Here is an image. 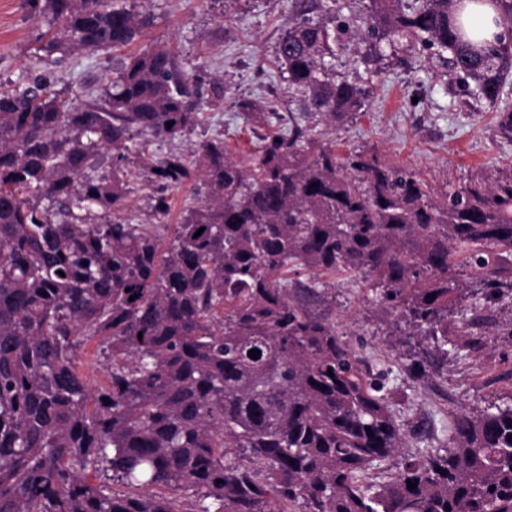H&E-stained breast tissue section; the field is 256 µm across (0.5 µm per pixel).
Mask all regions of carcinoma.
<instances>
[{"instance_id":"carcinoma-1","label":"carcinoma","mask_w":512,"mask_h":512,"mask_svg":"<svg viewBox=\"0 0 512 512\" xmlns=\"http://www.w3.org/2000/svg\"><path fill=\"white\" fill-rule=\"evenodd\" d=\"M459 2L322 0L332 28L300 5L276 46L303 101L288 130L244 159L218 134L193 161L172 152L143 166L160 220L170 192L194 179L204 189L165 249L105 213L127 206L136 138L192 134L221 86L157 43L80 100L47 77L0 88V512H512V405L459 414L444 453L357 484L404 433L315 281L364 277L410 335L432 338L431 359L448 354L455 309L478 329L512 301V172L485 168L438 199L411 167L340 156L307 124L365 106L333 66L364 19L365 62L402 63L419 44L512 131V0H492L504 32L483 45L465 38ZM25 4L45 24L35 55L55 66L127 46L150 23L127 0ZM103 150L112 172L91 177ZM463 267L481 292L468 305ZM93 338L99 388L77 368ZM90 466L109 481L86 480Z\"/></svg>"}]
</instances>
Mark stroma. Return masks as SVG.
Returning a JSON list of instances; mask_svg holds the SVG:
<instances>
[{"mask_svg":"<svg viewBox=\"0 0 512 512\" xmlns=\"http://www.w3.org/2000/svg\"><path fill=\"white\" fill-rule=\"evenodd\" d=\"M135 6L152 13L153 21L133 43L76 52L51 71L66 98L100 88L128 55L164 42L186 71H206L223 87L227 101L240 103L236 109L204 106L200 133L184 139L144 137L145 157L157 161L173 151L191 154L206 133L223 135L236 159L252 151L259 136L286 128L289 113L301 111L302 102L283 80L275 59L277 42L299 18L295 0H136ZM38 29L23 0H0V84L49 72L35 57ZM367 45L362 22L336 48L337 75L364 85L371 94L355 116L317 124L339 152L374 151L415 169L438 193L460 187L487 166L512 169V133L501 129L499 112L449 83L445 68L429 59L426 50L414 51L411 67L379 71L363 61ZM198 187L191 181L172 192L170 214L161 224L152 212V183L146 175L133 176L126 212L169 242L182 211L201 202ZM324 281L337 332L373 374L384 377L404 432L403 448L365 471L363 484L382 483L420 450L441 448L458 414L512 402V380L501 377L512 369V303L497 306L492 322L475 337L461 319H454L449 332L461 352H449L431 377L412 378L405 366L426 348V341L397 329L395 317L385 313L360 277L336 274Z\"/></svg>","mask_w":512,"mask_h":512,"instance_id":"obj_1","label":"stroma"}]
</instances>
